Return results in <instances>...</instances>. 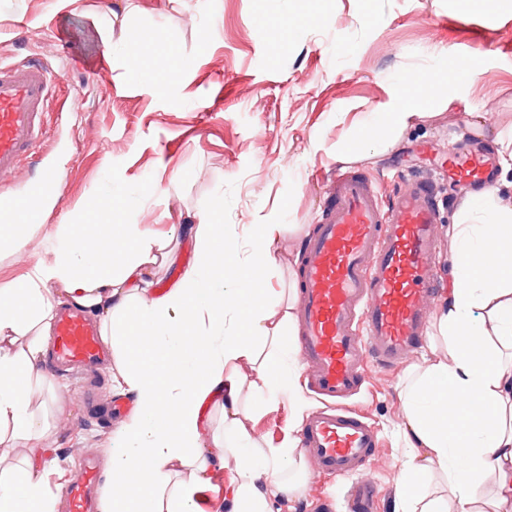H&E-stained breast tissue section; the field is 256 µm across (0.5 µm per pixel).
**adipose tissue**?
<instances>
[{
  "label": "adipose tissue",
  "mask_w": 512,
  "mask_h": 512,
  "mask_svg": "<svg viewBox=\"0 0 512 512\" xmlns=\"http://www.w3.org/2000/svg\"><path fill=\"white\" fill-rule=\"evenodd\" d=\"M422 105L410 94L384 105L339 156L382 152ZM281 230L262 225L241 247L203 220L192 229L193 261L158 291L149 268L175 255L159 253L138 225L57 226L51 257L0 288V442L28 450L19 474L0 470V512H55L44 480L47 423L32 389L64 299L100 314L113 381L134 398L112 439L104 512H198V493L218 469L228 472L226 512H270L272 499L297 498L307 405L288 336L294 314L266 286ZM448 234L452 280L434 322L446 348L398 386L405 460L393 512H448L452 502L457 512H512V200L467 196ZM284 396L297 422L269 448L250 426L253 406Z\"/></svg>",
  "instance_id": "1"
}]
</instances>
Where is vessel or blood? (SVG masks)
I'll return each instance as SVG.
<instances>
[{"label": "vessel or blood", "instance_id": "vessel-or-blood-1", "mask_svg": "<svg viewBox=\"0 0 512 512\" xmlns=\"http://www.w3.org/2000/svg\"><path fill=\"white\" fill-rule=\"evenodd\" d=\"M61 81V71L38 61L0 65V173L34 159ZM448 177L493 187L490 159L478 153L449 154ZM57 181L56 171L45 166L30 193L1 191L0 220L18 223L30 195H49ZM438 214L433 183L412 180L384 202L369 177L350 166L338 175L327 215L306 240L297 344L325 405L308 418L303 446L327 474L358 472L375 452L374 426L344 402L372 372L399 366L420 344L429 320L425 301L441 287L435 271ZM103 349L100 331L84 311L56 314L53 367L94 365ZM78 470L64 491L66 512H94L98 465L86 459Z\"/></svg>", "mask_w": 512, "mask_h": 512}]
</instances>
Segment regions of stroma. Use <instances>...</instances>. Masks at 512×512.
<instances>
[{"label": "stroma", "mask_w": 512, "mask_h": 512, "mask_svg": "<svg viewBox=\"0 0 512 512\" xmlns=\"http://www.w3.org/2000/svg\"><path fill=\"white\" fill-rule=\"evenodd\" d=\"M82 61L65 72L62 120L51 126L46 160L61 173L53 200L25 243L0 250V288L23 280L52 250L57 225L90 220L91 207L120 185L109 224H137L177 247V261L154 266L168 286L194 257L183 225L223 198L215 220L239 236L257 224L282 225L267 286L297 304L303 244L329 200L328 179L346 161L336 154L353 128L397 97L413 76L425 92L434 73L448 93L384 154L354 160L385 196L407 178H440L448 152L461 144L494 150L512 133V0H0V64L41 60L59 66L62 47ZM167 56L179 84L143 91L129 70L133 56ZM480 71L453 83L459 61ZM404 366L374 374L349 403L376 427L373 461L346 477L306 462L293 503L271 512H352L348 491L376 487L374 512H393L404 450L398 384ZM111 363L83 381L54 374L37 387L35 409L49 429L43 444L56 464L47 476L60 494L86 457L105 464L114 431L132 396L120 393ZM294 423L291 401L252 414L254 434L279 446Z\"/></svg>", "instance_id": "1"}]
</instances>
